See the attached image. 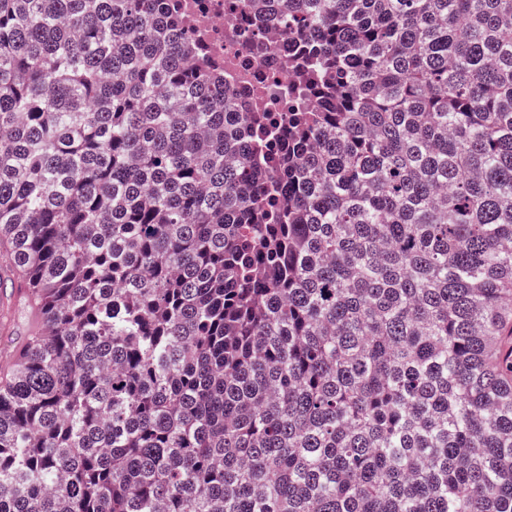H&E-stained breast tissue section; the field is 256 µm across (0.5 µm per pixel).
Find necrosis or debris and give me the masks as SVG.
<instances>
[{
  "instance_id": "obj_1",
  "label": "necrosis or debris",
  "mask_w": 512,
  "mask_h": 512,
  "mask_svg": "<svg viewBox=\"0 0 512 512\" xmlns=\"http://www.w3.org/2000/svg\"><path fill=\"white\" fill-rule=\"evenodd\" d=\"M193 44L192 56L223 72L235 93L260 99V111L277 112L296 89L288 44L262 18L229 13L226 0H173Z\"/></svg>"
}]
</instances>
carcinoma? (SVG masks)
Returning <instances> with one entry per match:
<instances>
[{"label": "carcinoma", "instance_id": "cac0c4a2", "mask_svg": "<svg viewBox=\"0 0 512 512\" xmlns=\"http://www.w3.org/2000/svg\"><path fill=\"white\" fill-rule=\"evenodd\" d=\"M0 0V512H512V0ZM193 44L192 59L224 72L235 93L260 98L253 112H279L296 89L288 42L252 13L230 14L225 0H174ZM11 322L3 321L0 316V369L8 358L25 340L30 330L37 326V319L29 310L9 315Z\"/></svg>", "mask_w": 512, "mask_h": 512}]
</instances>
